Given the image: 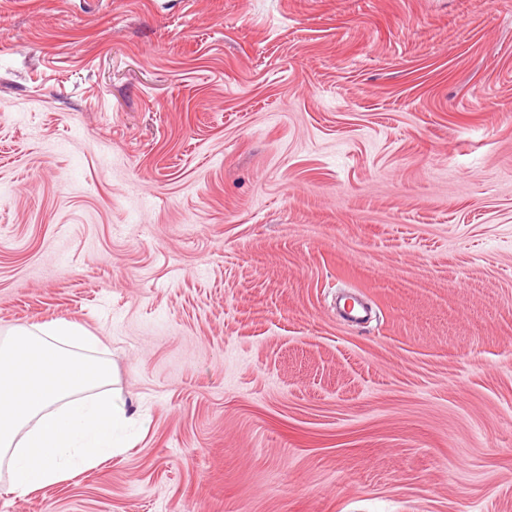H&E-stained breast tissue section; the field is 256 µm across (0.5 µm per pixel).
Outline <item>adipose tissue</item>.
Instances as JSON below:
<instances>
[{
	"label": "adipose tissue",
	"instance_id": "adipose-tissue-1",
	"mask_svg": "<svg viewBox=\"0 0 512 512\" xmlns=\"http://www.w3.org/2000/svg\"><path fill=\"white\" fill-rule=\"evenodd\" d=\"M97 340L51 321L0 341V460L17 496L112 459L128 442L121 404L99 395L110 368L91 360Z\"/></svg>",
	"mask_w": 512,
	"mask_h": 512
}]
</instances>
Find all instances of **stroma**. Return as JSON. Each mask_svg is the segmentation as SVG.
I'll list each match as a JSON object with an SVG mask.
<instances>
[{"mask_svg":"<svg viewBox=\"0 0 512 512\" xmlns=\"http://www.w3.org/2000/svg\"><path fill=\"white\" fill-rule=\"evenodd\" d=\"M55 320L129 444L0 512H512V0H0V338Z\"/></svg>","mask_w":512,"mask_h":512,"instance_id":"stroma-1","label":"stroma"}]
</instances>
